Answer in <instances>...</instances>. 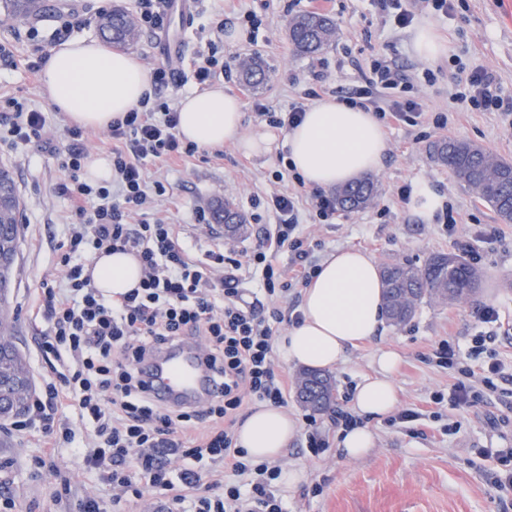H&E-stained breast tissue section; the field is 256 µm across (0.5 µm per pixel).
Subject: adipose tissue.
Returning a JSON list of instances; mask_svg holds the SVG:
<instances>
[{
	"label": "adipose tissue",
	"instance_id": "1",
	"mask_svg": "<svg viewBox=\"0 0 512 512\" xmlns=\"http://www.w3.org/2000/svg\"><path fill=\"white\" fill-rule=\"evenodd\" d=\"M51 102L72 121L99 129L136 108L149 91L146 72L131 55L108 51L94 41L77 40L53 50L43 70ZM179 132L201 147L238 144L262 154L272 148L270 135L244 131L240 101L215 87L185 97ZM287 159L306 184L322 189L355 181L378 171L387 149L373 112L334 98L313 104L303 122L287 131ZM89 272L104 297L136 287L141 267L134 256H97ZM384 283L372 257L356 249H340L320 264L304 289L299 323L280 339L289 362L312 370L337 367L356 342L376 335L385 317ZM398 355L378 350L376 371L357 384L352 405L360 416L390 414L398 403L393 372ZM299 432L297 420L283 408L255 405L237 429V443L257 461L277 459Z\"/></svg>",
	"mask_w": 512,
	"mask_h": 512
}]
</instances>
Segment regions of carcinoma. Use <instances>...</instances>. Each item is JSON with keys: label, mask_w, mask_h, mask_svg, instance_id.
<instances>
[{"label": "carcinoma", "mask_w": 512, "mask_h": 512, "mask_svg": "<svg viewBox=\"0 0 512 512\" xmlns=\"http://www.w3.org/2000/svg\"><path fill=\"white\" fill-rule=\"evenodd\" d=\"M6 19H34L40 16V0H0ZM100 34L107 41L122 46L138 40L133 19L115 10L98 19ZM337 25L327 14L308 12L294 16L288 25V40L302 55L314 56L328 49L336 40ZM265 62L248 56L240 62L241 82L250 88L266 80ZM431 159L446 166L461 186L482 200L502 222L512 223V163L483 146L465 139H440L429 147ZM378 193V183L366 176L335 191L336 208L355 212L371 204ZM217 224H240L242 217L233 200L227 198L213 208ZM20 211L16 184L11 172L0 167V248L18 250ZM385 284V308L394 325L407 323L418 306L429 303L470 304L476 300L480 271L454 252L432 255L423 266L411 262H386L382 266ZM8 295L0 293V402L9 405L17 392V376L24 367L17 352L14 330L5 313ZM304 386L298 388L301 404L313 412H326L335 402L336 385L332 377L310 370L303 374Z\"/></svg>", "instance_id": "cac0c4a2"}]
</instances>
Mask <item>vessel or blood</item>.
Returning <instances> with one entry per match:
<instances>
[{"label":"vessel or blood","instance_id":"obj_1","mask_svg":"<svg viewBox=\"0 0 512 512\" xmlns=\"http://www.w3.org/2000/svg\"><path fill=\"white\" fill-rule=\"evenodd\" d=\"M139 373L149 395L162 404L195 407L223 390L208 372L200 345L191 339L158 350L140 364Z\"/></svg>","mask_w":512,"mask_h":512}]
</instances>
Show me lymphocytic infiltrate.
Here are the masks:
<instances>
[{
    "label": "lymphocytic infiltrate",
    "mask_w": 512,
    "mask_h": 512,
    "mask_svg": "<svg viewBox=\"0 0 512 512\" xmlns=\"http://www.w3.org/2000/svg\"><path fill=\"white\" fill-rule=\"evenodd\" d=\"M365 83L346 104L373 110L378 119L410 126L423 124L418 101L398 95L402 75L394 67L372 63ZM452 109L456 112L512 114V96L497 75L480 65L459 67ZM177 105L152 97L114 119L106 134L112 162L110 182L93 186L80 173L88 157L91 133L70 124L67 144L57 149L43 112L15 98L0 105V156L36 146L57 153L64 179L58 192L70 203L73 219L58 248L64 271L60 288L42 284L38 310L49 323L37 347L47 370L27 409L13 421L14 431L46 438L53 449L75 441V425L91 433L93 445L79 449L86 468L97 470L111 501L89 495L76 498L74 512H107L126 497L159 495L166 512H288L278 489L282 468L254 462L239 448L237 423L248 404L288 403V380L276 370L274 339L284 322H297V309L282 312L278 299L309 285L316 266L313 240L300 222L301 207L326 223L336 213L332 195H305V181L288 168L294 184L275 191L265 203L273 221L261 225L251 249L217 245L196 256L182 227L148 211L166 197L161 180H149L147 167L195 156L199 147L181 137ZM122 251L142 269L138 287L104 298L85 268L93 256ZM287 252L289 263L275 262ZM258 282L245 291L244 271ZM200 341L206 364L224 383L221 400L203 409L158 404L147 394L136 366L156 347L184 337ZM475 348L439 343L431 356L460 376L449 391L456 409L465 410L495 393L504 367L492 360L473 384L469 362ZM210 470H202V463Z\"/></svg>",
    "instance_id": "obj_1"
}]
</instances>
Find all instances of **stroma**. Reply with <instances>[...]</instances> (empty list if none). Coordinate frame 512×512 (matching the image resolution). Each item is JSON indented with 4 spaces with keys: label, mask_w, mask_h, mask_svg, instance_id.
Masks as SVG:
<instances>
[{
    "label": "stroma",
    "mask_w": 512,
    "mask_h": 512,
    "mask_svg": "<svg viewBox=\"0 0 512 512\" xmlns=\"http://www.w3.org/2000/svg\"><path fill=\"white\" fill-rule=\"evenodd\" d=\"M46 3L47 13L36 23L40 35L50 37L60 22L67 21L74 40L99 39L98 13L116 7L135 9V0ZM461 4L457 15L445 21L423 2L419 4L416 25H431L448 48L447 55L433 60L415 54L412 31L382 23L370 0H238L232 12L225 10L224 0H194L185 23H171L164 33L141 31L137 42L127 48L145 70L165 64L188 73L217 24L237 28L245 15H256L260 27L254 41L242 39L223 47L224 91L241 101L244 129L249 134L267 129L254 112V100L284 111L292 102L304 100L313 88L323 98L336 91H353L362 84V70L378 58L398 67L406 97L420 100L431 115L448 114L447 126L440 129L404 124L387 129L388 150L376 174L379 192L369 208L336 213L330 224L313 223L309 214H302L305 231L319 242L316 260L339 248H357L381 264L409 261L420 266L432 254L453 251L443 215L422 220L398 196L402 188L420 182L454 201L458 234L468 235L485 225L498 231L493 243L481 247L483 282L475 303H422L408 323L383 325L377 336L359 343L332 372L335 405L350 408L355 385L373 371V353L381 347L392 348L400 357L394 375L398 408L419 412V420L404 422L388 415L370 421L375 447L358 460L346 459L339 452L337 435L331 434L327 447L314 451L307 446L306 432H299L279 459L282 468H297L306 474L284 494L288 512H512V490L501 491L496 484L505 468L487 455L491 449L512 448V382H499L496 396L463 414L448 403H435V393L448 392L455 377L427 360L441 341L464 347L472 338L485 335L489 327L478 314L490 306L497 310L500 323L490 346L497 359L512 365V224L497 222L448 168L427 154L428 144L443 135L474 141L512 161L511 120L496 112L449 110L452 74L458 62L493 69L505 91L512 94V0H461ZM311 11L331 15L338 24V36L323 54L304 57L291 48L288 21ZM27 28L20 21L0 24V38H12L14 45L13 64L0 63V95L44 112L52 138L60 143L64 114L52 104L42 81L29 73V47L20 36ZM249 55L261 56L268 67L264 86L255 91L246 90L238 74L240 58ZM320 69L328 76L321 87L312 79ZM429 70L434 73L430 79L425 76ZM275 137L272 152L266 154H249L227 144L218 150L201 148L194 157L174 164L149 166V177H160L167 187L168 220L183 225L187 243L201 252L210 245L195 224L197 209H211L215 202L230 197L250 217L253 199L263 200L273 191L287 189V182L275 178L285 134L279 131ZM5 165L15 177L26 220L12 299L15 335L35 381L42 361L36 340L46 323L33 319L25 295L42 280H59L56 246L65 237L71 213L68 201L56 191L62 178L56 157L25 147ZM41 454L38 442L23 438L9 424L0 425V489L15 499L19 512H64V503L54 501L52 492L65 479L72 496L108 498L97 474L83 467L74 449H59L60 472L56 475L37 467L35 460Z\"/></svg>",
    "instance_id": "obj_1"
}]
</instances>
